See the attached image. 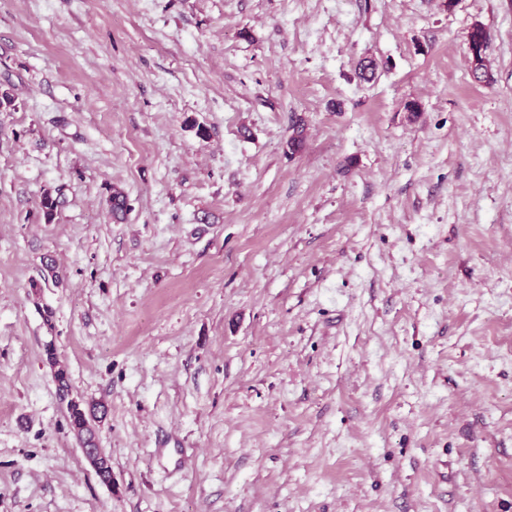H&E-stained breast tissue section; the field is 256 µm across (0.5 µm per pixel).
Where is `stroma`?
I'll return each instance as SVG.
<instances>
[{
	"label": "stroma",
	"instance_id": "35a3bbf8",
	"mask_svg": "<svg viewBox=\"0 0 512 512\" xmlns=\"http://www.w3.org/2000/svg\"><path fill=\"white\" fill-rule=\"evenodd\" d=\"M0 87V512H512V0H0ZM489 37L485 28L475 25L468 33L469 51L471 53V74L475 82H483L488 77L486 49ZM46 352L48 362L53 370L54 378L58 383L59 391L61 392V400L66 402L70 431L81 447L85 448V457L90 463L94 456L93 448H95V456L99 457L102 462V468L99 470L98 475L102 476L104 483L110 482L112 476V462L103 448L98 447L95 427L92 424L95 419L87 415L81 398L76 397L75 400L69 398L71 395V387L67 367L61 362L51 346Z\"/></svg>",
	"mask_w": 512,
	"mask_h": 512
}]
</instances>
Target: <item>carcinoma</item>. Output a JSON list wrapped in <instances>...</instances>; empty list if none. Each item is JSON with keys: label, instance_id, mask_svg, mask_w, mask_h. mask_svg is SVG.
<instances>
[{"label": "carcinoma", "instance_id": "obj_1", "mask_svg": "<svg viewBox=\"0 0 512 512\" xmlns=\"http://www.w3.org/2000/svg\"><path fill=\"white\" fill-rule=\"evenodd\" d=\"M489 37L485 28L481 25H475L468 33L469 51L472 57V78L476 82H483L488 77V67L485 52ZM60 195L62 189L56 188L55 193L47 192L41 199L40 206L47 220H52L54 213L60 205ZM112 218L120 221L125 218L128 212L127 198L124 193L118 189L112 190L109 198ZM47 359L53 370V375L58 383L61 392V400L66 402L67 417L70 431L77 439L81 447L95 449V456L100 458L102 468L98 475L102 476L105 482L111 481L112 462L109 455L98 447L96 440V431L93 425V418L89 417L83 407V400L70 398V384L67 367L58 358L53 348L47 349Z\"/></svg>", "mask_w": 512, "mask_h": 512}]
</instances>
